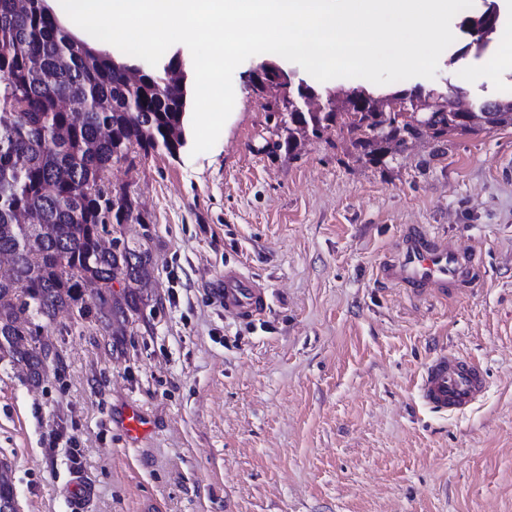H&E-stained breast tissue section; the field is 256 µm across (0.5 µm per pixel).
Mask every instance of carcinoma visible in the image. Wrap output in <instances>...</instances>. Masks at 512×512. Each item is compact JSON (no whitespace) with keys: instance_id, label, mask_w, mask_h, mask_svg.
<instances>
[{"instance_id":"cac0c4a2","label":"carcinoma","mask_w":512,"mask_h":512,"mask_svg":"<svg viewBox=\"0 0 512 512\" xmlns=\"http://www.w3.org/2000/svg\"><path fill=\"white\" fill-rule=\"evenodd\" d=\"M465 24L469 46L486 51L500 27L495 0ZM113 57L63 27L49 0H27L20 9L0 0V256L11 264L0 278V364L22 371L33 386L50 369L51 346L42 336L59 315L124 336L160 301L151 248L124 237L123 226L140 220L139 204L107 175L160 148L179 155L190 83L173 95L162 88L166 71L179 68L174 58L133 83ZM307 89L314 86L296 85L292 111L273 116L288 132L290 152L297 136L320 139L334 129L380 163L410 140L512 127V96L464 112L450 103L463 89L448 92L444 105L442 93L414 86L386 93L404 111L379 112L378 93L357 82L345 88L352 92L347 110L307 112L299 105ZM66 99L80 109L63 108ZM13 491L11 468H0V512Z\"/></svg>"}]
</instances>
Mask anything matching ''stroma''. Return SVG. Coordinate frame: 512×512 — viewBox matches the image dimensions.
<instances>
[{
    "label": "stroma",
    "mask_w": 512,
    "mask_h": 512,
    "mask_svg": "<svg viewBox=\"0 0 512 512\" xmlns=\"http://www.w3.org/2000/svg\"><path fill=\"white\" fill-rule=\"evenodd\" d=\"M434 78L478 105L512 85L477 74L512 54L475 56L461 28ZM255 55L233 73L235 104L214 147L157 150L116 165L139 203L158 304L120 343L60 317V359L39 385L0 365V458L22 512H512V127L416 140L382 163L337 148L335 131L283 148L282 105L253 89ZM419 224L481 257L482 280L415 300L376 269ZM263 281L257 320L226 315L225 266ZM479 360L488 390L469 409L425 407L417 384L441 352ZM140 407L150 430L125 437Z\"/></svg>",
    "instance_id": "stroma-1"
}]
</instances>
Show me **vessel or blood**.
I'll list each match as a JSON object with an SVG mask.
<instances>
[{"label":"vessel or blood","mask_w":512,"mask_h":512,"mask_svg":"<svg viewBox=\"0 0 512 512\" xmlns=\"http://www.w3.org/2000/svg\"><path fill=\"white\" fill-rule=\"evenodd\" d=\"M478 261L473 250L448 237L412 224L399 234L391 254L377 271L381 283L419 296L448 291L475 280ZM221 298L226 314L246 319L266 305L263 284L236 268L224 271ZM485 386L483 370L474 360L440 353L430 360L418 383L423 403L437 411H456L471 405Z\"/></svg>","instance_id":"vessel-or-blood-1"}]
</instances>
